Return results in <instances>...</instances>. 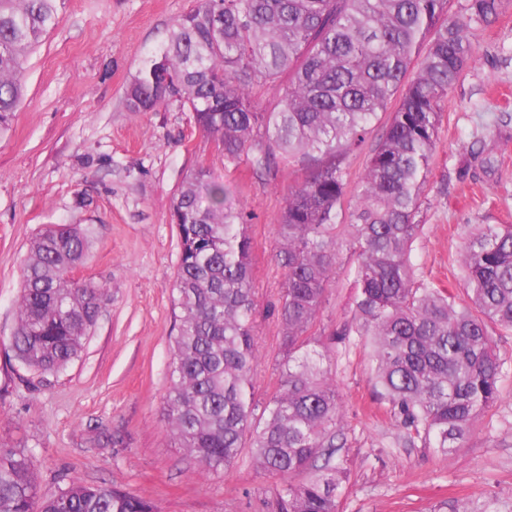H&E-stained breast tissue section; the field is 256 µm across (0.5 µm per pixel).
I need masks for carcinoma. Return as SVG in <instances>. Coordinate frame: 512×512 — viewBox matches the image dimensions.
Returning a JSON list of instances; mask_svg holds the SVG:
<instances>
[{
    "instance_id": "cac0c4a2",
    "label": "carcinoma",
    "mask_w": 512,
    "mask_h": 512,
    "mask_svg": "<svg viewBox=\"0 0 512 512\" xmlns=\"http://www.w3.org/2000/svg\"><path fill=\"white\" fill-rule=\"evenodd\" d=\"M65 0H0V132L23 97L26 62L62 19ZM501 0H195L126 88L127 110L154 112L164 76L195 126L222 145L224 170L252 155L255 173L281 162L302 175L278 224L285 281L269 309L280 326L278 391L255 399L253 246L246 215L204 163L174 198L180 252L172 286L179 328L162 413L175 446L210 475L236 463L245 439L278 478L276 512H341L349 481L336 460L343 410L324 361L351 332L371 349V381L408 434L446 452L500 396L503 362L491 335L512 332V224H473L460 251L466 301L417 278L410 260L437 147L441 105L474 58L468 33ZM288 75V82L282 76ZM282 87L280 104L256 92ZM384 133L356 187L347 161L384 112ZM355 199L350 223L344 202ZM354 263L355 329L311 332L328 301L341 240ZM73 224L46 226L21 267L14 358L58 373L82 352L106 289L74 277L88 254ZM306 473L302 481L295 477ZM0 512H158L104 484L42 498L32 456L0 448Z\"/></svg>"
}]
</instances>
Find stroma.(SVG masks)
I'll return each mask as SVG.
<instances>
[{
	"label": "stroma",
	"mask_w": 512,
	"mask_h": 512,
	"mask_svg": "<svg viewBox=\"0 0 512 512\" xmlns=\"http://www.w3.org/2000/svg\"><path fill=\"white\" fill-rule=\"evenodd\" d=\"M193 0H65L62 20L27 62L24 101L0 133V448L31 453L41 496L71 483H104L159 512H274L275 478L250 449L213 476L174 446L161 415L170 386L169 340L178 329L171 288L179 238L170 221L185 173L206 161L251 217L256 303L253 375L265 402L279 382L277 303L284 271L276 226L295 176L280 165L259 179L250 159L224 171L214 142L179 102L135 115L126 86ZM476 55L442 104L439 139L422 195L423 232L412 261L421 277L463 294L458 254L468 225L512 224V0L470 32ZM482 141L487 164L462 167ZM76 224L90 241L78 278L109 299L82 353L58 373L18 363L10 348L20 267L50 224ZM329 302L313 333L354 314L351 252L340 247ZM506 377L498 401L459 448L403 441L404 429L371 381V353L351 338L331 372L343 402L342 512H512V334L493 335Z\"/></svg>",
	"instance_id": "35a3bbf8"
}]
</instances>
